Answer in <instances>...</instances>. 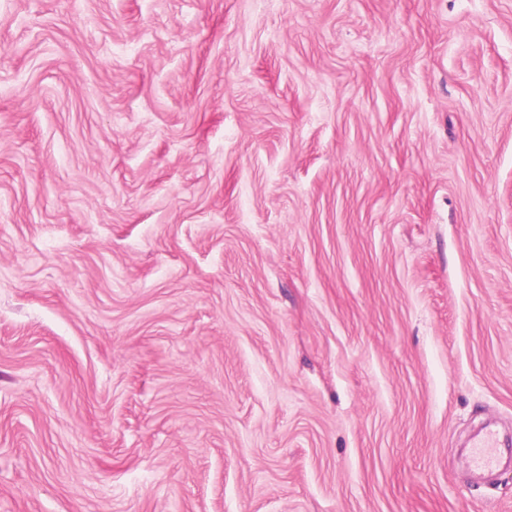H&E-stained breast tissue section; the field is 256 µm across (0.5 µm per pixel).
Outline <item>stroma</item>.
Returning <instances> with one entry per match:
<instances>
[{"instance_id":"1","label":"stroma","mask_w":512,"mask_h":512,"mask_svg":"<svg viewBox=\"0 0 512 512\" xmlns=\"http://www.w3.org/2000/svg\"><path fill=\"white\" fill-rule=\"evenodd\" d=\"M512 0H0V512H512ZM472 462L478 469L489 470L497 463V440L493 433H486L473 445Z\"/></svg>"}]
</instances>
